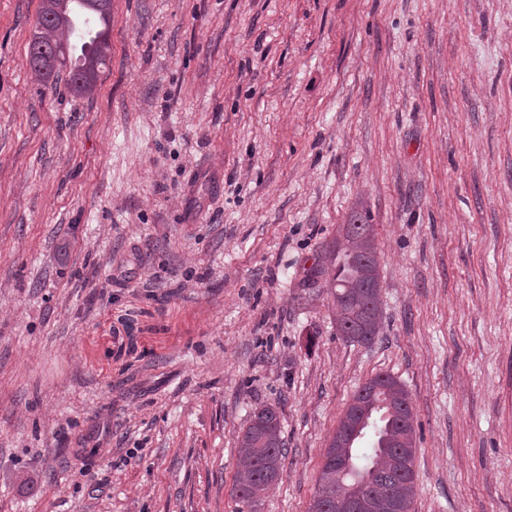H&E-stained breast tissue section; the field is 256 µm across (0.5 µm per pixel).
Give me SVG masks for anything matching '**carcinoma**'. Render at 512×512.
I'll list each match as a JSON object with an SVG mask.
<instances>
[{
	"label": "carcinoma",
	"instance_id": "obj_1",
	"mask_svg": "<svg viewBox=\"0 0 512 512\" xmlns=\"http://www.w3.org/2000/svg\"><path fill=\"white\" fill-rule=\"evenodd\" d=\"M87 16L97 30L92 44L80 50L74 0H41L26 51L31 69L45 81L69 67L68 84L77 95L92 91L111 52L112 17L92 11ZM77 49L80 53L72 55ZM331 263L339 334L351 343L374 342L381 285L374 226L367 217L358 212L350 217ZM356 408L362 411L360 423L351 426L340 419L329 441L308 512H353L358 499L368 502L369 512H410L416 435L407 391L392 375L378 374L354 394L349 411ZM239 448L233 494L252 509L279 479L287 454L278 410L255 409L239 436Z\"/></svg>",
	"mask_w": 512,
	"mask_h": 512
}]
</instances>
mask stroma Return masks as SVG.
<instances>
[{"label": "stroma", "instance_id": "35a3bbf8", "mask_svg": "<svg viewBox=\"0 0 512 512\" xmlns=\"http://www.w3.org/2000/svg\"><path fill=\"white\" fill-rule=\"evenodd\" d=\"M0 0V512H238L256 408L308 512L379 373L412 512H512V0H112L95 90ZM375 226L381 331L329 253ZM332 264L339 334L351 343L374 342L379 333L381 285L374 226L366 216L356 212L350 217Z\"/></svg>", "mask_w": 512, "mask_h": 512}]
</instances>
